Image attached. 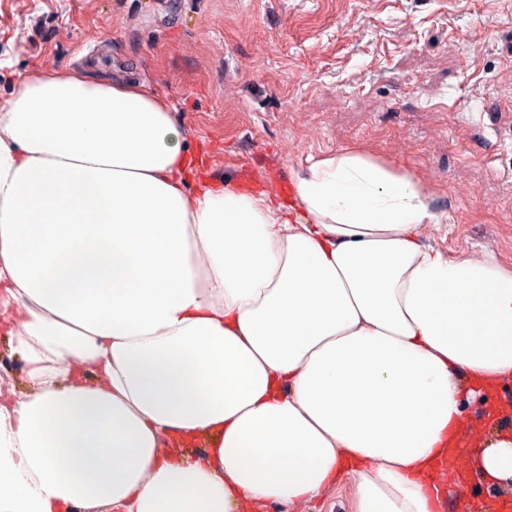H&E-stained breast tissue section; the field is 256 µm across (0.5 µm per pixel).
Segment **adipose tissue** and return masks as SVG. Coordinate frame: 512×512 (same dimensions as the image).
I'll return each instance as SVG.
<instances>
[{"mask_svg":"<svg viewBox=\"0 0 512 512\" xmlns=\"http://www.w3.org/2000/svg\"><path fill=\"white\" fill-rule=\"evenodd\" d=\"M166 100L75 72L0 97V512H443L512 479V269L425 245L432 194L359 149L294 201L213 182ZM461 497L467 499L475 498L476 500L491 502L495 504L512 499L511 492L495 497L494 495H491L490 492L487 491L485 487L478 486L477 482L474 479H471V481L469 482L465 489H460L459 494L454 492L450 496H447L445 512H456L455 503L457 499ZM353 488L349 485L328 492L318 501L296 508V512H352Z\"/></svg>","mask_w":512,"mask_h":512,"instance_id":"adipose-tissue-1","label":"adipose tissue"}]
</instances>
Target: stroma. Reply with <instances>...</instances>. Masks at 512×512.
Returning a JSON list of instances; mask_svg holds the SVG:
<instances>
[{
    "label": "stroma",
    "instance_id": "35a3bbf8",
    "mask_svg": "<svg viewBox=\"0 0 512 512\" xmlns=\"http://www.w3.org/2000/svg\"><path fill=\"white\" fill-rule=\"evenodd\" d=\"M0 58L144 84L208 175L275 197L373 152L431 189L425 244L512 268V0H0Z\"/></svg>",
    "mask_w": 512,
    "mask_h": 512
}]
</instances>
